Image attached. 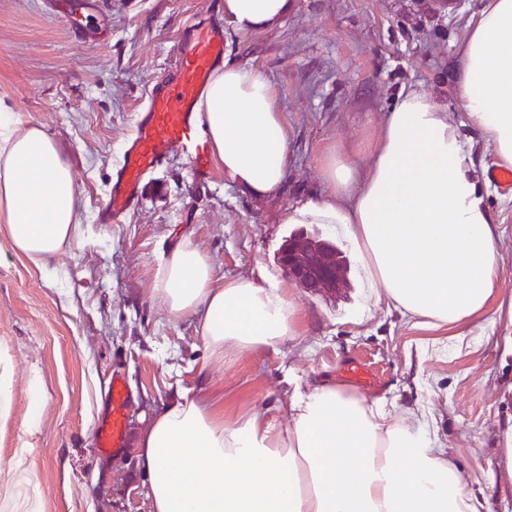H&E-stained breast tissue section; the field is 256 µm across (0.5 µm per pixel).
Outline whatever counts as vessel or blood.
I'll use <instances>...</instances> for the list:
<instances>
[{"label": "vessel or blood", "instance_id": "vessel-or-blood-1", "mask_svg": "<svg viewBox=\"0 0 512 512\" xmlns=\"http://www.w3.org/2000/svg\"><path fill=\"white\" fill-rule=\"evenodd\" d=\"M223 60L224 38L216 31L184 38L172 73L154 84L147 104L137 116L134 134L112 174L99 214L101 223H115L134 208L147 178L170 156H188L195 177L208 178L209 145L196 124L195 110L213 70ZM132 399L124 373L113 370L106 391L108 409L93 432L97 451L125 446Z\"/></svg>", "mask_w": 512, "mask_h": 512}]
</instances>
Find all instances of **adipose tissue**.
<instances>
[{
  "label": "adipose tissue",
  "instance_id": "obj_1",
  "mask_svg": "<svg viewBox=\"0 0 512 512\" xmlns=\"http://www.w3.org/2000/svg\"><path fill=\"white\" fill-rule=\"evenodd\" d=\"M292 0H224L233 33L280 23ZM458 106L416 87L397 93L365 172L341 156L323 167L326 197L288 210L290 224H335L358 253L377 300L427 327L460 328L497 291L501 231L460 127L470 119L512 166V0H486L459 48ZM225 174L256 198L284 181L288 135L267 78L217 67L197 107ZM0 218L14 249L40 265L79 237L71 166L41 125L0 99ZM154 295L172 318H196L212 359L276 347L296 335L279 281L213 283L208 257L182 239L162 257ZM214 393L181 394L134 442L151 512H488L426 430L328 377L295 388L288 423L258 413L227 423Z\"/></svg>",
  "mask_w": 512,
  "mask_h": 512
}]
</instances>
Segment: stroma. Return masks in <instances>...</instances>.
Returning a JSON list of instances; mask_svg holds the SVG:
<instances>
[{"mask_svg": "<svg viewBox=\"0 0 512 512\" xmlns=\"http://www.w3.org/2000/svg\"><path fill=\"white\" fill-rule=\"evenodd\" d=\"M482 0H293L284 20L227 33L225 59L274 85L288 130L278 194L255 200L213 167L198 181L181 156L148 179L119 223L99 221L113 169L154 83L189 28L222 23L224 0H0V98L41 124L72 166L80 243L36 266L0 220V503L20 512H150L131 447L100 454L93 430L105 376L123 367L133 391L128 429L183 390L207 385L213 411L284 423L294 382L363 361V388L396 410H421L489 512H512L500 430L512 421V190L486 197L503 236L498 292L453 345L446 328L376 302L349 242L332 224H288L289 206L324 195L323 165L340 154L366 170L401 87L456 100L457 50ZM319 233L347 258L336 292L301 288L277 254L291 234ZM189 237L215 285L280 276L296 306V340L210 360L196 319L171 318L152 293L164 252ZM40 419L28 429L32 400Z\"/></svg>", "mask_w": 512, "mask_h": 512, "instance_id": "1", "label": "stroma"}]
</instances>
